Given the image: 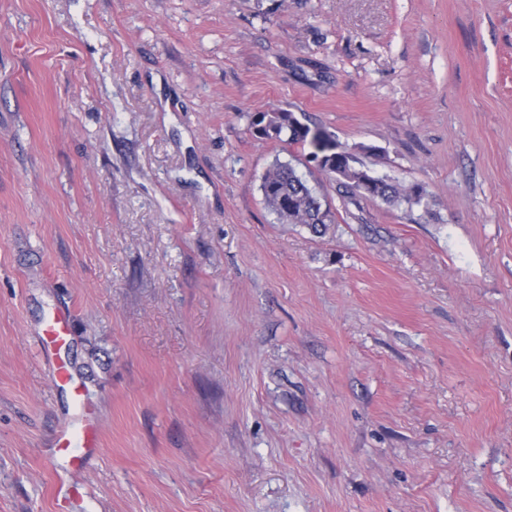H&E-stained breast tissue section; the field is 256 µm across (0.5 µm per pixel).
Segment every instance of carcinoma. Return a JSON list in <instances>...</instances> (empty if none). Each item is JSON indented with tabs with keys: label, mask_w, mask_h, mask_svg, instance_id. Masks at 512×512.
<instances>
[{
	"label": "carcinoma",
	"mask_w": 512,
	"mask_h": 512,
	"mask_svg": "<svg viewBox=\"0 0 512 512\" xmlns=\"http://www.w3.org/2000/svg\"><path fill=\"white\" fill-rule=\"evenodd\" d=\"M252 129L262 138L309 147V158L317 162L319 170L336 179L338 191L348 198L364 196L393 205L420 204L425 198L423 187H404L383 177L377 178L371 191H363L364 169L358 166V158L338 147L334 136L324 128L301 122L293 112H261L252 121ZM261 191L264 202L280 220L304 224L314 234L325 232L330 211L323 207L321 198L291 164L275 162L262 177Z\"/></svg>",
	"instance_id": "obj_1"
}]
</instances>
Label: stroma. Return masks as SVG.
I'll return each instance as SVG.
<instances>
[{
    "instance_id": "obj_1",
    "label": "stroma",
    "mask_w": 512,
    "mask_h": 512,
    "mask_svg": "<svg viewBox=\"0 0 512 512\" xmlns=\"http://www.w3.org/2000/svg\"><path fill=\"white\" fill-rule=\"evenodd\" d=\"M271 109L422 204L342 200ZM68 499L512 512V0H0V512ZM261 191L267 206L288 224H304L323 234L331 221L329 209L290 163L276 161L263 175ZM59 441L63 448H94L97 446V431L93 426L77 432L64 427L59 431Z\"/></svg>"
}]
</instances>
